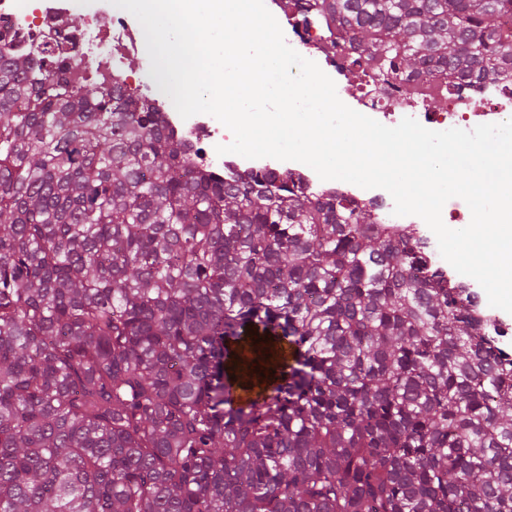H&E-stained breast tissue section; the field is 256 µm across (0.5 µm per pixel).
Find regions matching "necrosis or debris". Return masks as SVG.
<instances>
[{"label":"necrosis or debris","instance_id":"obj_1","mask_svg":"<svg viewBox=\"0 0 512 512\" xmlns=\"http://www.w3.org/2000/svg\"><path fill=\"white\" fill-rule=\"evenodd\" d=\"M23 0H0V31L13 36L18 50L37 53L48 50L70 63L68 78H94L104 82L122 80L124 73L138 74L136 94L150 100L159 112L166 131L181 140L195 165L215 176H246L262 173H289L305 191L319 194L338 192L377 210L381 218L391 216L394 202L384 189H364L339 180H321L306 164L273 158L247 159L237 154H217L216 148L230 144L232 133L216 118L196 114L181 118L171 99L152 78L142 76L143 29L129 13L115 12L102 0H88L83 26L68 23V0H42L38 14H31ZM285 40L303 57L325 62L336 84L340 100H352L357 112L393 127L404 117L416 119L433 131L451 128L472 130L478 125L512 119V77L475 84L454 83L448 91L446 110L430 111L428 98L406 108L395 80L368 79L359 88L342 80L353 55L349 46H331L316 25H304L299 14L284 12L279 20Z\"/></svg>","mask_w":512,"mask_h":512}]
</instances>
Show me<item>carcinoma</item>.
Masks as SVG:
<instances>
[{
  "label": "carcinoma",
  "instance_id": "1",
  "mask_svg": "<svg viewBox=\"0 0 512 512\" xmlns=\"http://www.w3.org/2000/svg\"><path fill=\"white\" fill-rule=\"evenodd\" d=\"M353 68L512 73V0H289ZM0 36V512H512V353L373 210L220 179Z\"/></svg>",
  "mask_w": 512,
  "mask_h": 512
}]
</instances>
